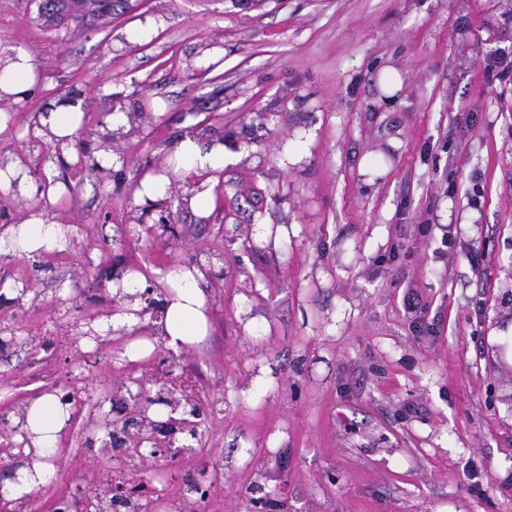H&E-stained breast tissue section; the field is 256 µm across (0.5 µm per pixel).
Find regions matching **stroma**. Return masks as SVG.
<instances>
[{"instance_id":"obj_1","label":"stroma","mask_w":512,"mask_h":512,"mask_svg":"<svg viewBox=\"0 0 512 512\" xmlns=\"http://www.w3.org/2000/svg\"><path fill=\"white\" fill-rule=\"evenodd\" d=\"M0 45L37 71L0 101V159L64 183L69 227L64 251L0 256V414L78 400L25 512L109 483L92 421L143 388L178 399L169 374L199 395L179 504L204 469L208 512H512V362L492 339L512 324V77L486 73L512 60V0H119L107 24L51 29L35 0H0ZM71 93L68 163L21 132ZM187 135L223 143V169L171 176ZM148 173L171 177L154 203ZM175 265L206 269L201 345L170 358L150 314L95 332L126 271L157 297ZM139 338L155 345L129 359Z\"/></svg>"}]
</instances>
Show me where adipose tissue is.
<instances>
[{
	"label": "adipose tissue",
	"instance_id": "ef3b65f1",
	"mask_svg": "<svg viewBox=\"0 0 512 512\" xmlns=\"http://www.w3.org/2000/svg\"><path fill=\"white\" fill-rule=\"evenodd\" d=\"M35 84V64L24 50L0 52V99L18 101L28 96ZM85 101L79 96L58 97L48 102L37 116L34 137L68 149L84 121ZM224 166V146L216 143L201 148L192 137L179 143L171 163L174 173L188 175ZM62 183H35L17 160L0 163V193L25 202L44 199V206L34 208L29 217L0 230V254L30 257L63 251L67 244V226L60 224L49 210L62 197ZM200 268L177 266L162 278L163 304L156 323L157 334L171 350L182 351L203 342L209 334L207 299L202 288ZM71 417L70 405L53 394L43 393L29 400L19 412L18 420L26 432L36 458L23 470L17 483L8 485L11 496L19 497L44 484L49 474L46 462L59 444Z\"/></svg>",
	"mask_w": 512,
	"mask_h": 512
}]
</instances>
